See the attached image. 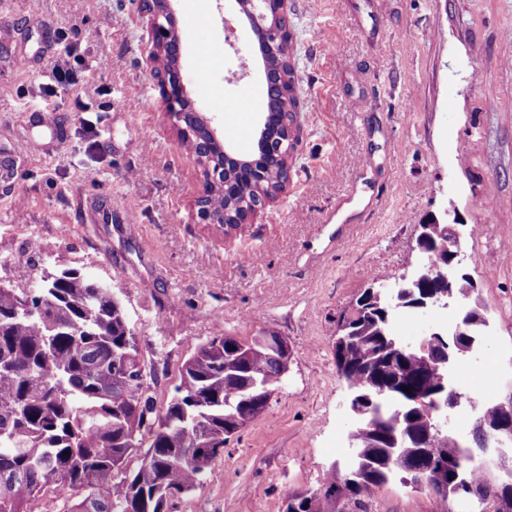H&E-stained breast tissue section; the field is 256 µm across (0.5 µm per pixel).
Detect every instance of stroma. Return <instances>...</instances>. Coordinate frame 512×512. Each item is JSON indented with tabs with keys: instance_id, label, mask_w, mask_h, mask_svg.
<instances>
[{
	"instance_id": "35a3bbf8",
	"label": "stroma",
	"mask_w": 512,
	"mask_h": 512,
	"mask_svg": "<svg viewBox=\"0 0 512 512\" xmlns=\"http://www.w3.org/2000/svg\"><path fill=\"white\" fill-rule=\"evenodd\" d=\"M178 73L193 107L228 138L260 114L233 111L264 85L256 39L236 0H171ZM301 111L292 181L252 223H199L200 168L179 148L147 58L140 0H11L0 12V284L38 287L64 269L107 284L134 327L149 393L167 402L180 370L217 332L270 330L291 349L262 415L231 436L175 512H284L348 455L356 421L334 358L336 329L374 281L427 265L419 226L461 217L463 269L489 325L462 362L493 363L477 402L512 397V0H288ZM323 27L327 42L311 31ZM212 40L217 52L201 59ZM28 60L16 65L18 56ZM75 57L79 98L57 90L53 63ZM68 127L53 156L25 150L23 116ZM470 144L468 157L456 149ZM99 196L125 224L90 223ZM29 269L18 279L15 266ZM367 512H464L392 481Z\"/></svg>"
}]
</instances>
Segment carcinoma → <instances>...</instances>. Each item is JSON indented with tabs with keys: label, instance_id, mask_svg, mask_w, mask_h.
Returning a JSON list of instances; mask_svg holds the SVG:
<instances>
[{
	"label": "carcinoma",
	"instance_id": "1",
	"mask_svg": "<svg viewBox=\"0 0 512 512\" xmlns=\"http://www.w3.org/2000/svg\"><path fill=\"white\" fill-rule=\"evenodd\" d=\"M265 180L241 182L233 164L224 188L208 200L220 226L236 227L258 192L277 189L280 165ZM33 309L17 316L22 303ZM437 344L399 343L383 323L382 307L367 302L351 325L347 348H334L336 368L353 395L371 396L374 426L356 425L348 460L328 471L325 494L288 495L285 512H362L364 495L417 470L440 469L438 494L458 497L470 487L473 512L495 501L512 512V470L498 484L485 467L469 463L471 449L448 431L435 430L442 357L460 354V331L479 340L488 326L479 297ZM143 366L138 337L112 288L66 270L34 290L0 288V512H27L47 489L83 490L65 512H173L174 502L195 490L229 437L259 417L287 371L283 353L255 339L219 332L181 368L176 395L158 405L146 383L134 381ZM407 390H402V387ZM480 418L493 428L499 404H485ZM139 467L114 491L113 475L134 453ZM28 492L19 494L18 482Z\"/></svg>",
	"mask_w": 512,
	"mask_h": 512
}]
</instances>
